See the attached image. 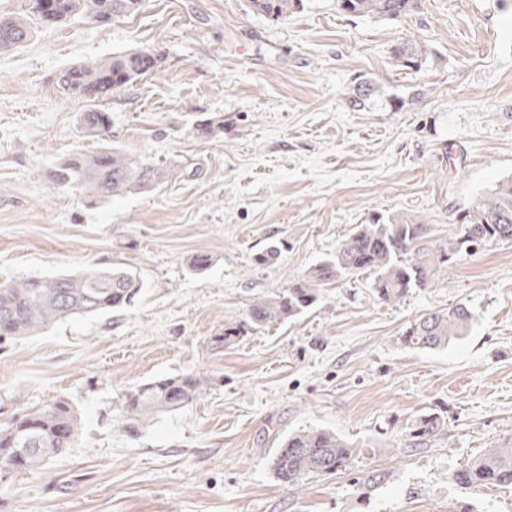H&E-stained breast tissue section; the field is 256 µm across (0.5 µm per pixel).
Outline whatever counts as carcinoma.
Wrapping results in <instances>:
<instances>
[{
    "mask_svg": "<svg viewBox=\"0 0 512 512\" xmlns=\"http://www.w3.org/2000/svg\"><path fill=\"white\" fill-rule=\"evenodd\" d=\"M143 0H31L33 19L58 23L68 16L83 14L106 23L116 17L137 13ZM302 0H248L249 7L274 21L297 13ZM418 0H336V10L345 16L374 21H394L408 15ZM31 21L0 19V51L28 40ZM401 66L421 70L429 50L417 41H404L392 50ZM150 51L139 49L110 57L72 64L55 77V87L66 97L84 103L79 115L80 130L87 138L105 140L112 127L110 113L100 102L126 91L156 68ZM384 95L370 78H360L348 89L346 103L364 111ZM197 137L209 139L224 132V119L210 116L194 122ZM156 164L110 144L91 152H75L58 159L46 174L61 189L80 188L101 198L132 191H149L163 177ZM512 241V177L476 199L463 217L455 237L439 241L433 229L412 216L388 215L356 226L336 254L311 266L287 288L259 297L250 304L245 320L224 333V342L246 327L257 330L272 323L295 320L307 313L322 297L324 287L349 275L372 276L371 288L384 303H398L413 289L430 288L462 255L488 244ZM144 287L132 270L123 267H90L82 272L48 278H27L0 285V341L34 336L73 317H93L119 311L130 305ZM473 319L462 304L433 312L411 324L402 342L418 349L448 347L469 333ZM210 380L197 372L148 381L126 394L119 421L137 433L156 414L173 412L202 398ZM444 426L442 418L430 413L415 420L409 438L422 446ZM81 434V420L72 402L58 396L52 402L17 411L0 422V470L31 472L41 469ZM357 449L341 436L319 428L288 434L271 462L275 478L293 486L310 474L331 475L352 467ZM460 485L480 488L512 486V448L495 446L453 473Z\"/></svg>",
    "mask_w": 512,
    "mask_h": 512,
    "instance_id": "obj_1",
    "label": "carcinoma"
}]
</instances>
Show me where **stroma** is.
Wrapping results in <instances>:
<instances>
[{"label":"stroma","mask_w":512,"mask_h":512,"mask_svg":"<svg viewBox=\"0 0 512 512\" xmlns=\"http://www.w3.org/2000/svg\"><path fill=\"white\" fill-rule=\"evenodd\" d=\"M408 39L432 51L417 72L391 56ZM142 48L157 71L106 110L112 144L160 164L161 184L110 199L54 189L44 174L60 156L98 146L55 73ZM361 76L403 108L349 109ZM214 113L223 134L193 135ZM511 176L512 0H420L392 22L340 15L336 0H303L280 22L246 0H145L106 25L78 14L35 27L0 52V285L125 266L144 287L122 311L0 343V421L61 394L82 421L72 448L0 485V512H451L461 500L512 512V487L451 479L485 448L512 445V242L462 256L399 304L353 275L298 319L218 342L357 225L405 214L444 241ZM278 239L279 257L256 266ZM198 254L206 270L190 269ZM457 302L473 313L469 336L436 350L402 343L416 318ZM188 370L211 377L207 394L130 435L125 395ZM428 413L444 429L410 447ZM307 428L359 454L348 470L284 486L271 460ZM372 473L380 483L363 489Z\"/></svg>","instance_id":"stroma-1"}]
</instances>
